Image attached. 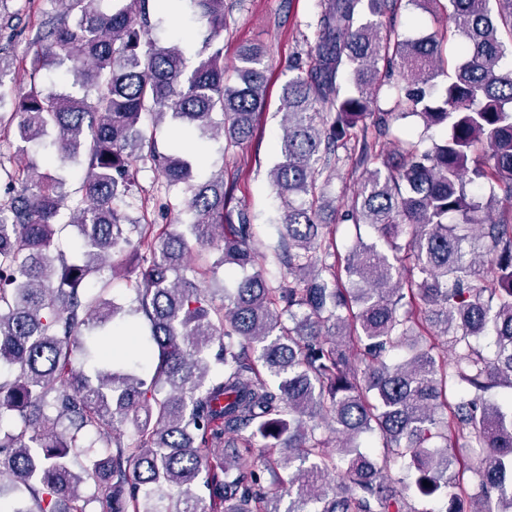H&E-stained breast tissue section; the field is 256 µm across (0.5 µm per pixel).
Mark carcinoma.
<instances>
[{
  "mask_svg": "<svg viewBox=\"0 0 512 512\" xmlns=\"http://www.w3.org/2000/svg\"><path fill=\"white\" fill-rule=\"evenodd\" d=\"M6 2L0 129L22 155L47 150V168L5 171L0 203L10 512H418L395 466L441 499L437 512H512V410L487 398L512 389V0H409L448 15L414 40L383 22L400 0H320L307 69L282 88L269 179L284 211L263 249L248 213L228 208L224 173L196 180L203 158L158 150L142 123L148 113L229 146L254 136L264 55L242 50L229 82L224 0H112L110 12L41 0L28 81L9 88L21 17ZM183 5L208 29L192 67L186 48L151 35L156 7ZM450 37L463 50L447 70ZM381 62L403 81L390 112L373 111ZM52 71L76 91L46 86ZM411 116L444 138L392 136ZM351 146L363 173L342 219L376 237L342 253L326 241L327 189ZM67 161L86 164L76 200L50 171ZM147 163L181 198L195 244L219 251L210 279L243 272L221 304L184 233L130 216L132 171ZM69 227L76 260L58 246ZM116 256L135 272L127 310L88 288ZM127 315L149 327L132 360L120 340L132 329L117 325ZM372 434L379 457L359 444Z\"/></svg>",
  "mask_w": 512,
  "mask_h": 512,
  "instance_id": "obj_1",
  "label": "carcinoma"
}]
</instances>
